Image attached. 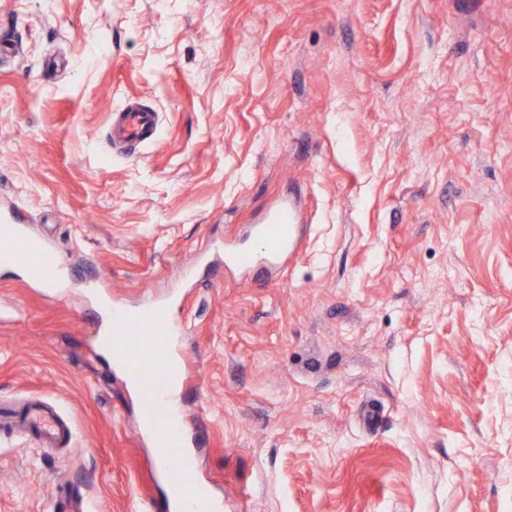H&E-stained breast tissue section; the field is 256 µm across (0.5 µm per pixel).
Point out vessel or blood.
Segmentation results:
<instances>
[{"instance_id": "1", "label": "vessel or blood", "mask_w": 512, "mask_h": 512, "mask_svg": "<svg viewBox=\"0 0 512 512\" xmlns=\"http://www.w3.org/2000/svg\"><path fill=\"white\" fill-rule=\"evenodd\" d=\"M158 122L153 109L127 101L111 116L112 143L124 151L142 148L155 139ZM304 221V211L298 202L292 199L279 202L269 211L265 223L251 227L252 249L246 253L237 249L226 251V262L239 268H250L261 261L278 265L298 249ZM27 224L28 218L21 207L0 212V263L22 267L30 279L41 281L58 266L59 259L52 245L28 233ZM174 328L165 307L146 317L129 314L118 307L112 310L111 350L122 361L127 375L135 380L143 404L153 408L161 407L170 398L165 372ZM16 427L36 436L48 447L56 446L67 433L56 411L41 402L31 404ZM152 442L165 463L170 485L178 490L170 498L171 512H214L213 508L196 501L202 480L196 456L185 446L183 421L166 422Z\"/></svg>"}]
</instances>
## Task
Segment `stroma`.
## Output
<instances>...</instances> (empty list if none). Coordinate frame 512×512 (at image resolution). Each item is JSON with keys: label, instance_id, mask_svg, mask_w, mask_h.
<instances>
[{"label": "stroma", "instance_id": "obj_1", "mask_svg": "<svg viewBox=\"0 0 512 512\" xmlns=\"http://www.w3.org/2000/svg\"><path fill=\"white\" fill-rule=\"evenodd\" d=\"M0 33V202L65 256L0 264V404L73 430L0 434V512H165L107 298L185 325L219 512H512V0H0ZM288 198L298 255L225 265ZM158 122V113L153 109L128 100L124 107L112 113L109 125L112 145L124 153L139 150L156 138ZM6 429H18L32 434L48 447L56 446L67 433L56 411L42 402L31 404L22 413L17 424Z\"/></svg>", "mask_w": 512, "mask_h": 512}]
</instances>
